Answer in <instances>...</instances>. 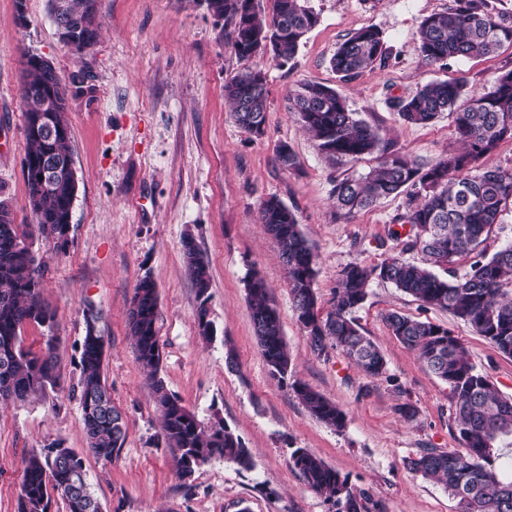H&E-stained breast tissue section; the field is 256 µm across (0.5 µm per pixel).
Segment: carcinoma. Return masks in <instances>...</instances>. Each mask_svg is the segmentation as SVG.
<instances>
[{
  "mask_svg": "<svg viewBox=\"0 0 512 512\" xmlns=\"http://www.w3.org/2000/svg\"><path fill=\"white\" fill-rule=\"evenodd\" d=\"M205 6L211 16L223 21L221 34L242 63L225 81L224 97L237 125L262 136L268 112L266 73L256 59L264 57V48L269 46L278 66H287L318 24L319 15L310 0H273L267 17L255 10L252 0H205ZM61 12L85 21L73 32L76 39L98 40L97 0H51L52 17ZM417 36L420 54L429 63L489 56L505 44L512 45V15L499 10L493 0H453L448 11L424 17ZM387 59L383 33L369 25L345 38L330 64L342 79L352 80ZM24 82L45 89L46 95L22 96L27 142L23 176L34 224L16 223L10 201L0 198V404L22 402L58 386L61 358L54 337H48L39 352L24 343L26 327L50 329L55 320L54 311L41 296L44 266L27 240L36 233L57 249H65L77 192V180L62 175L53 190L35 193L40 161L46 156L73 155L66 106L69 89L52 70L32 61L24 69ZM391 105L403 121L414 125L431 124L444 112L455 115L460 148L434 162L418 163L350 112L345 97L336 89L303 82L288 96V111L312 134L329 160L358 161L375 152L383 157L363 177L334 181L332 199L337 214L349 216L409 192L405 212L396 217L397 222L412 227L403 250L420 251L427 265L401 256L376 265L351 262L339 272L331 309L323 314L314 289L317 255L294 211L272 195L261 204L260 222L288 270L293 313L312 351L326 355L334 350L366 376L383 378L402 394V385L387 374L383 352L353 317L376 279L394 285L423 307L448 310L500 353L512 357V244L489 259L475 253L502 213L512 206V169L480 170L477 166L479 159L503 140L512 139V71L497 77L484 93L469 92L466 82L457 78L428 83L410 96L392 99ZM51 114L62 122L63 132L49 138L41 128ZM276 158L284 171L300 165L286 142L278 146ZM182 246L185 270L199 301V333L210 340L214 336L208 309L210 264L193 237H185ZM470 254L473 261L461 275L448 279L433 271ZM246 290L260 354L271 373L283 380L293 377L290 388L307 411L338 430L344 428L347 414L294 377L280 317L264 280L252 275ZM159 318L157 285L146 274L135 285L128 326L136 358L147 372L161 411L162 437L175 452L183 486L191 488L189 480L215 456L246 470L252 468L242 439L224 422L204 424L168 392L160 375ZM95 322L94 318L86 320L73 394L81 408L87 447L96 458L110 462L125 444L127 424L112 402L103 368L105 336ZM386 322L401 344L414 350L430 372L448 383L460 445L453 452L425 448L409 460V469L441 484L459 499L462 512H512V465L500 461L495 447L497 440L512 434V397L501 395L489 378L476 370L468 349L450 330L397 312L388 314ZM77 456L59 444L30 454L24 461L19 512H47L54 496L63 500L67 512H102L88 481L72 476L76 469L87 473L84 460ZM290 465L315 493L333 503L337 512H368L364 492L352 488L347 479L307 449L294 450Z\"/></svg>",
  "mask_w": 512,
  "mask_h": 512,
  "instance_id": "obj_1",
  "label": "carcinoma"
}]
</instances>
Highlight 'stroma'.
<instances>
[{
	"mask_svg": "<svg viewBox=\"0 0 512 512\" xmlns=\"http://www.w3.org/2000/svg\"><path fill=\"white\" fill-rule=\"evenodd\" d=\"M451 3L311 0L319 23L288 66L269 57L259 61L267 76L268 112L266 133L256 138L234 122L224 99V81L240 62L205 9L187 0H98L101 36L77 56L60 41L48 0H26L22 22L15 0H0V196L10 199L17 223L32 221L22 171L25 55L49 58L63 84L77 78L84 88L68 99L78 180L69 245L58 251L36 238L31 246L45 265L43 297L56 312L49 333L59 339L61 378L46 397L0 405V512H17L24 459L53 442L84 454L104 512H336L291 468L296 448L320 457L381 512H461L447 490L407 465L424 448L458 449L449 387L391 335L385 316L397 311L449 328L476 369L511 397L512 357L448 311L423 308L392 284L371 282L355 317L418 410L414 420H405L387 380L365 376L338 353L320 356L310 349L293 315L286 271L259 219L261 203L271 195L295 212L317 254L314 288L325 311L345 265H374L403 253L411 227L395 217L404 212L406 195L347 217L332 203L335 180L368 173L380 154L330 163L289 112L288 96L304 81L334 87L350 111L403 153L424 163L444 156L458 146L453 116L412 125L391 108V99L459 76L469 90L483 93L512 70L510 45L491 57L422 60L421 20ZM367 25L382 30L390 57L341 81L330 59L349 34ZM283 142L299 157L295 171H282L277 163ZM188 235L212 270L208 308L216 336L209 342L199 334L195 290L184 267ZM406 256L419 258L415 252ZM255 273L269 287L296 376L347 414L345 428L312 417L270 373L245 289ZM146 274L158 287L161 375L168 390L204 423H227L248 448L252 469L216 457L196 472L191 487L177 478L127 322L135 284ZM91 316L107 338L105 374L128 427L123 448L109 462L87 455L81 410L70 394Z\"/></svg>",
	"mask_w": 512,
	"mask_h": 512,
	"instance_id": "stroma-1",
	"label": "stroma"
}]
</instances>
